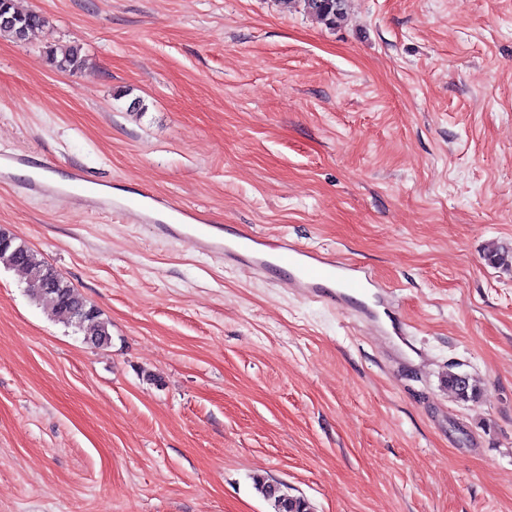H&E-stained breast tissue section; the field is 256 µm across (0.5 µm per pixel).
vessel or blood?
Listing matches in <instances>:
<instances>
[{"mask_svg": "<svg viewBox=\"0 0 512 512\" xmlns=\"http://www.w3.org/2000/svg\"><path fill=\"white\" fill-rule=\"evenodd\" d=\"M96 205L138 224L159 223L165 235L191 239L198 249L219 256L231 268L255 274L278 271L281 287L372 324L380 335L404 334L392 319L394 292L370 268L347 256L285 236L272 238L242 229L228 232L199 211L149 191L123 201L103 197Z\"/></svg>", "mask_w": 512, "mask_h": 512, "instance_id": "obj_1", "label": "vessel or blood"}]
</instances>
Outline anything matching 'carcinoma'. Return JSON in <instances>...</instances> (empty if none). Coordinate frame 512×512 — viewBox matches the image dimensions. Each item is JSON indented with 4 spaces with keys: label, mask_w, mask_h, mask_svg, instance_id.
I'll use <instances>...</instances> for the list:
<instances>
[{
    "label": "carcinoma",
    "mask_w": 512,
    "mask_h": 512,
    "mask_svg": "<svg viewBox=\"0 0 512 512\" xmlns=\"http://www.w3.org/2000/svg\"><path fill=\"white\" fill-rule=\"evenodd\" d=\"M290 11H302L320 23L334 27L344 20L348 0H279ZM0 9L12 17V23L0 25V34L9 35L23 44L30 32L45 27L49 20L37 11H22L15 0H0ZM52 61L61 70L77 72L85 68V58L76 46L52 51ZM0 238L8 247L0 250V264L20 269L27 275L26 291L29 297L57 321L84 333L92 344L102 347L111 342L108 324L100 319V312L88 304L76 288L63 276L49 267L41 255L24 243H18L8 232L0 230ZM448 389L458 399L470 401L480 394L475 381L467 379L462 384L455 373L448 372ZM257 492L271 503L274 512H312L309 502L302 496L291 495L284 484L268 480L256 483Z\"/></svg>",
    "instance_id": "cac0c4a2"
}]
</instances>
